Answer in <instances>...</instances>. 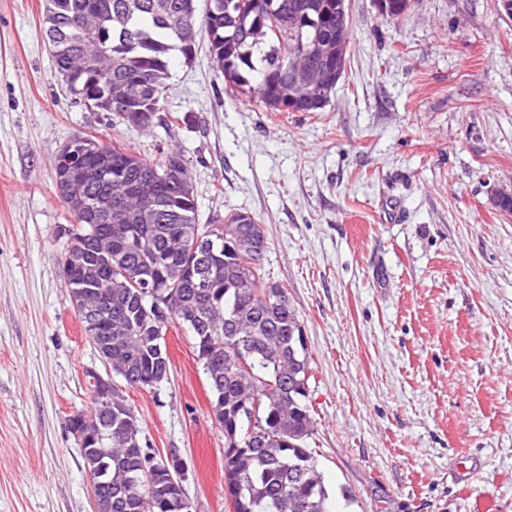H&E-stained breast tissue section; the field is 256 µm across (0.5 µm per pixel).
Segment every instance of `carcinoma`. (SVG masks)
<instances>
[{"label":"carcinoma","instance_id":"obj_1","mask_svg":"<svg viewBox=\"0 0 512 512\" xmlns=\"http://www.w3.org/2000/svg\"><path fill=\"white\" fill-rule=\"evenodd\" d=\"M46 0L44 36L61 44L52 55L56 76L77 99L92 93L124 106L113 113L129 128L151 131L162 122L172 56L194 57L199 28L211 60L231 92L248 94L267 112H319L333 86L305 89L313 98L288 101L284 73L314 41L331 47V63L347 61L351 41L340 0ZM383 16L397 19L415 0H384ZM112 176L73 178L58 196L97 203L76 218L107 229L112 211V278L84 260L71 234L60 268L112 297V333L85 332L97 347L112 341V398L73 417L90 428L112 423V443L100 445L90 469L112 471L94 490L96 512H187L178 465L143 447L142 429L128 404V388L157 389L168 381L163 336L186 325L224 430V488L233 512H328L329 492L309 448L315 425L305 398L309 354L288 290L262 261L263 225L246 212L199 223L190 160L177 146L146 159L121 144ZM214 224L222 234L209 253L193 252L197 236ZM155 284L156 295L145 282Z\"/></svg>","mask_w":512,"mask_h":512}]
</instances>
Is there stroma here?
<instances>
[{"label":"stroma","mask_w":512,"mask_h":512,"mask_svg":"<svg viewBox=\"0 0 512 512\" xmlns=\"http://www.w3.org/2000/svg\"><path fill=\"white\" fill-rule=\"evenodd\" d=\"M45 0H0V512H95L67 419L98 355L59 260L71 223L52 159L91 135L142 157L179 141L201 222L246 211L306 336L310 442L330 512H512V17L499 0H348L343 78L319 112L232 95L207 35L175 58L145 133L58 80ZM168 382L126 389L142 441L177 451L193 512H232L224 434L194 338L169 326Z\"/></svg>","instance_id":"35a3bbf8"}]
</instances>
